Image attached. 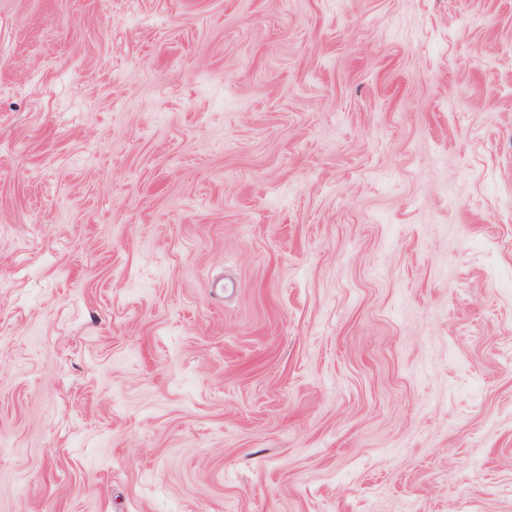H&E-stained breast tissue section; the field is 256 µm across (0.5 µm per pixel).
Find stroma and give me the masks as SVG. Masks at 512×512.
<instances>
[{"instance_id": "stroma-1", "label": "stroma", "mask_w": 512, "mask_h": 512, "mask_svg": "<svg viewBox=\"0 0 512 512\" xmlns=\"http://www.w3.org/2000/svg\"><path fill=\"white\" fill-rule=\"evenodd\" d=\"M0 512H512V0H0Z\"/></svg>"}]
</instances>
